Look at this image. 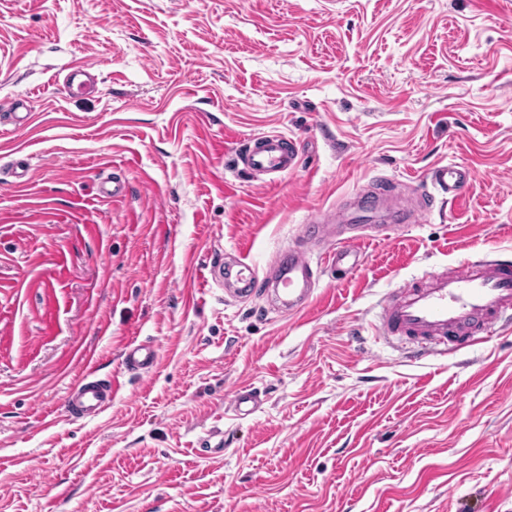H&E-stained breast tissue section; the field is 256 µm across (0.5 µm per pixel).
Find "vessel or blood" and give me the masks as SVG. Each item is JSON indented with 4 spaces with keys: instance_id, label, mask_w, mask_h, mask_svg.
Returning a JSON list of instances; mask_svg holds the SVG:
<instances>
[{
    "instance_id": "b4317fda",
    "label": "vessel or blood",
    "mask_w": 512,
    "mask_h": 512,
    "mask_svg": "<svg viewBox=\"0 0 512 512\" xmlns=\"http://www.w3.org/2000/svg\"><path fill=\"white\" fill-rule=\"evenodd\" d=\"M96 85L94 67L73 68L64 81L66 92H86ZM243 169L253 177L268 181L296 170L301 164L294 139L281 133H267L246 139L236 152ZM473 173L458 163L436 165L431 184L438 195L461 202ZM348 235H340L328 219L316 216L302 225L293 246L279 251L266 265L258 267L237 255L212 262L213 281L235 300L265 292L270 307L291 315L310 305L315 286L325 271L346 275L363 264L360 240L378 236L379 225L352 223ZM512 321V258H473L442 271L424 274L388 291L380 301L378 328L383 336L430 356L438 349L458 351L480 344L489 335ZM158 353L147 344H129L123 361L138 373L153 370ZM95 364H87V382L69 391L66 410L70 416L92 418L112 402L114 385L96 379ZM262 404L259 394L249 388L235 389L228 408L235 416L255 413Z\"/></svg>"
}]
</instances>
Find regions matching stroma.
Wrapping results in <instances>:
<instances>
[{"instance_id":"1","label":"stroma","mask_w":512,"mask_h":512,"mask_svg":"<svg viewBox=\"0 0 512 512\" xmlns=\"http://www.w3.org/2000/svg\"><path fill=\"white\" fill-rule=\"evenodd\" d=\"M85 62L99 93H62ZM1 98L31 120L0 112V512H512V326L422 361L374 329L390 288L512 256V0H0ZM268 132L305 153L273 185L236 164ZM439 161L466 199L362 242L303 314L208 286ZM89 359L112 405L66 418ZM157 357V350L153 346L142 343H131L123 352V361L128 369L143 374L153 370ZM261 404L262 399L256 391L240 387L231 393L227 408L235 417H246L255 413Z\"/></svg>"}]
</instances>
